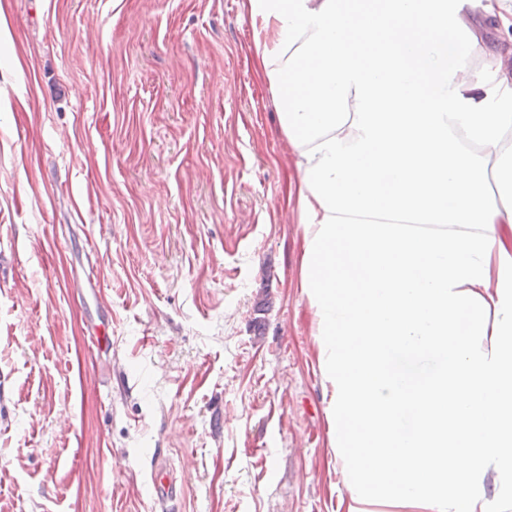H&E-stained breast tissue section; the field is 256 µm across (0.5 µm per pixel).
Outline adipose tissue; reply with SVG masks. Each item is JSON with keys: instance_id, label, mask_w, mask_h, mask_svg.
<instances>
[{"instance_id": "adipose-tissue-1", "label": "adipose tissue", "mask_w": 512, "mask_h": 512, "mask_svg": "<svg viewBox=\"0 0 512 512\" xmlns=\"http://www.w3.org/2000/svg\"><path fill=\"white\" fill-rule=\"evenodd\" d=\"M480 2L244 3L296 153L347 512L512 502V20Z\"/></svg>"}]
</instances>
